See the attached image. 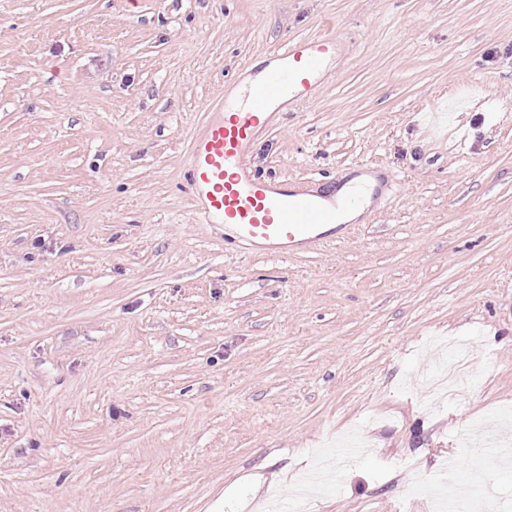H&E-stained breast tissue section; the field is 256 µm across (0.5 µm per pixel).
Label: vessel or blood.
I'll use <instances>...</instances> for the list:
<instances>
[{"label": "vessel or blood", "instance_id": "1", "mask_svg": "<svg viewBox=\"0 0 512 512\" xmlns=\"http://www.w3.org/2000/svg\"><path fill=\"white\" fill-rule=\"evenodd\" d=\"M342 55V43L329 35L290 41L272 50L273 66L262 77L208 106L185 169L202 222L223 225L225 245L269 255L314 253L347 232L342 218L360 201L358 188L339 196L318 180L265 177L249 164L275 115L311 101Z\"/></svg>", "mask_w": 512, "mask_h": 512}]
</instances>
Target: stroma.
I'll return each mask as SVG.
<instances>
[{
  "label": "stroma",
  "mask_w": 512,
  "mask_h": 512,
  "mask_svg": "<svg viewBox=\"0 0 512 512\" xmlns=\"http://www.w3.org/2000/svg\"><path fill=\"white\" fill-rule=\"evenodd\" d=\"M326 34L347 61L253 165L395 190L315 253L225 251L184 181L203 107ZM509 98L512 0H0V512H253L322 467L311 512L484 481L512 512L458 438L512 420Z\"/></svg>",
  "instance_id": "1"
}]
</instances>
